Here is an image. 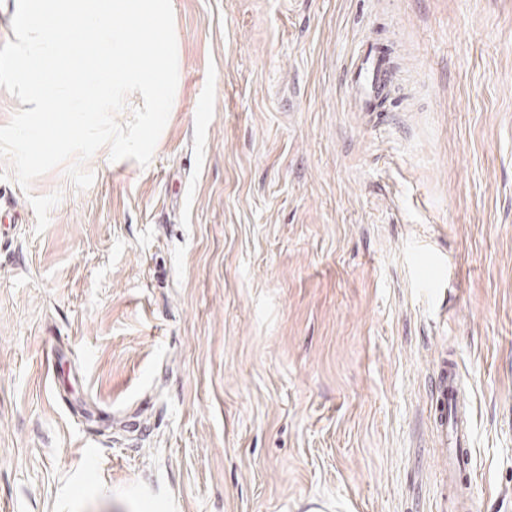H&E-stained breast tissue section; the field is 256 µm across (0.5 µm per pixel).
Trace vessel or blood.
<instances>
[{"label":"vessel or blood","instance_id":"obj_1","mask_svg":"<svg viewBox=\"0 0 512 512\" xmlns=\"http://www.w3.org/2000/svg\"><path fill=\"white\" fill-rule=\"evenodd\" d=\"M346 83L354 111L374 112L394 87V72L376 44H367L351 62ZM436 410L434 422L441 435V445L448 452V483L462 484V473L470 466L464 447L472 433V417L464 395L459 370L453 360H445L436 381Z\"/></svg>","mask_w":512,"mask_h":512}]
</instances>
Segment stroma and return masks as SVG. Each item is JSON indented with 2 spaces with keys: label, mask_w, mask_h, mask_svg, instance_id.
Masks as SVG:
<instances>
[{
  "label": "stroma",
  "mask_w": 512,
  "mask_h": 512,
  "mask_svg": "<svg viewBox=\"0 0 512 512\" xmlns=\"http://www.w3.org/2000/svg\"><path fill=\"white\" fill-rule=\"evenodd\" d=\"M172 6L147 166L0 158V512H448L450 355L512 512V0ZM346 83L354 112H378L379 102L394 87V71L376 44L367 43L347 69Z\"/></svg>",
  "instance_id": "35a3bbf8"
}]
</instances>
